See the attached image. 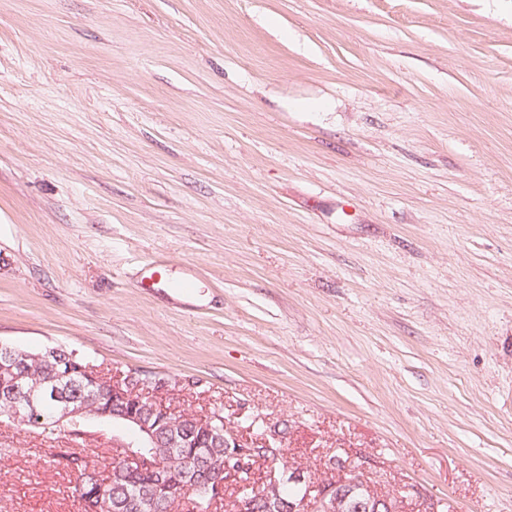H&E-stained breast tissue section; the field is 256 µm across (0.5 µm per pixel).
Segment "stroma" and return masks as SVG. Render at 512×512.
Returning <instances> with one entry per match:
<instances>
[{
    "instance_id": "stroma-1",
    "label": "stroma",
    "mask_w": 512,
    "mask_h": 512,
    "mask_svg": "<svg viewBox=\"0 0 512 512\" xmlns=\"http://www.w3.org/2000/svg\"><path fill=\"white\" fill-rule=\"evenodd\" d=\"M0 341L512 512V0H0ZM117 437L0 421V512Z\"/></svg>"
}]
</instances>
